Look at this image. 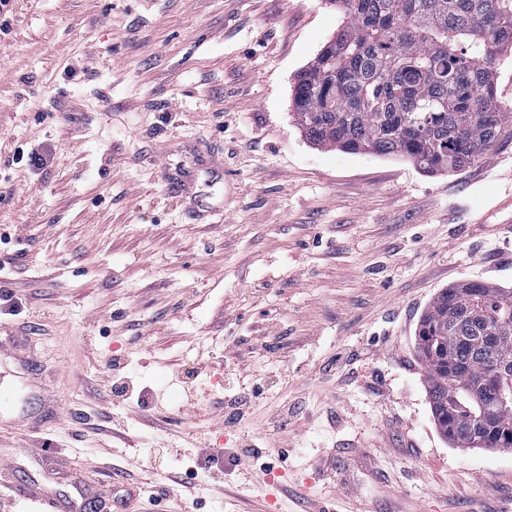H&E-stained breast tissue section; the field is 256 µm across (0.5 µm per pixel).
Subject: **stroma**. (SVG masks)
<instances>
[{"mask_svg": "<svg viewBox=\"0 0 512 512\" xmlns=\"http://www.w3.org/2000/svg\"><path fill=\"white\" fill-rule=\"evenodd\" d=\"M329 0H14L0 33L5 481L130 512H512V448L440 434L442 288L512 290V139L456 172L311 145ZM37 151L41 168L13 163Z\"/></svg>", "mask_w": 512, "mask_h": 512, "instance_id": "1", "label": "stroma"}]
</instances>
